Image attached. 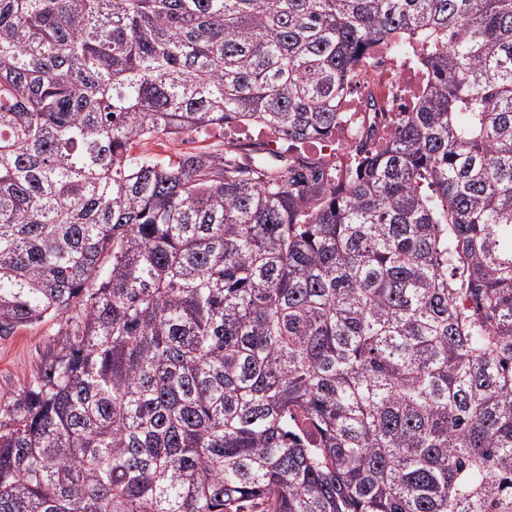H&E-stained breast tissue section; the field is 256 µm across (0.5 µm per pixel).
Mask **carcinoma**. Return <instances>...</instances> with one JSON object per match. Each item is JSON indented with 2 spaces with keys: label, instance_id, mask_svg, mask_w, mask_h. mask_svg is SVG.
<instances>
[{
  "label": "carcinoma",
  "instance_id": "obj_1",
  "mask_svg": "<svg viewBox=\"0 0 512 512\" xmlns=\"http://www.w3.org/2000/svg\"><path fill=\"white\" fill-rule=\"evenodd\" d=\"M431 75L342 174L373 48ZM0 512H512V0H0ZM266 130L258 126L249 128H237L234 126L222 128H213L207 135H198L195 133L181 134L173 139L160 138L149 140L146 144L140 145L136 151H145L149 154H156L159 157H169L173 159L177 155L194 152L196 149L205 147L211 151L224 150V145L228 141H234L240 144L263 143L268 139ZM291 143L283 140H278L277 142V152L280 155L275 157L268 158L276 163H284V162H293L298 163V160L307 161V159L300 157L298 155H303L308 158L309 162H318L321 159L319 155V145L313 148L307 147H295L294 145H290ZM56 320L18 330L0 338V401L26 384L39 368L43 354L56 338Z\"/></svg>",
  "mask_w": 512,
  "mask_h": 512
}]
</instances>
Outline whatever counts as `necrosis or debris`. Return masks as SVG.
<instances>
[{
  "label": "necrosis or debris",
  "mask_w": 512,
  "mask_h": 512,
  "mask_svg": "<svg viewBox=\"0 0 512 512\" xmlns=\"http://www.w3.org/2000/svg\"><path fill=\"white\" fill-rule=\"evenodd\" d=\"M426 70L423 57L372 50L352 72L351 97L341 106L342 118L332 137L336 149L329 155V163L347 167L362 146L384 143L400 113L407 111L421 92ZM370 99L377 102V109L367 108Z\"/></svg>",
  "instance_id": "1"
}]
</instances>
